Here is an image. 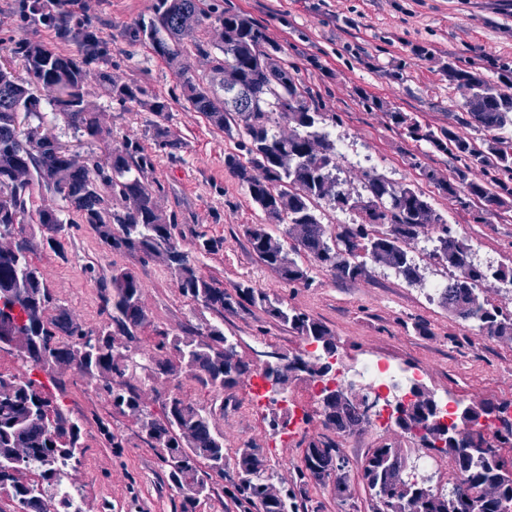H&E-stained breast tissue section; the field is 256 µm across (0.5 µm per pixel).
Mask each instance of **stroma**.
<instances>
[{
    "label": "stroma",
    "mask_w": 512,
    "mask_h": 512,
    "mask_svg": "<svg viewBox=\"0 0 512 512\" xmlns=\"http://www.w3.org/2000/svg\"><path fill=\"white\" fill-rule=\"evenodd\" d=\"M217 10L241 13L264 27L276 46V59L287 63L307 86L324 114L325 131L336 132L347 149L337 161L336 174L345 189L364 190L366 174H377L393 184H415L429 196L458 236L472 248L474 264L512 266V211H493L485 223H474L453 198L439 193L420 174L427 167L448 174L456 160L401 137L391 129L388 112L399 111L432 128L452 127L460 135L475 136L463 107V95L446 75L448 64L496 75L512 70V0H211ZM154 0H98L96 10L81 25L101 34L96 57L87 61L84 90L100 110L102 125L112 131V147L125 138L154 145L156 115L136 102L120 103L106 95L98 79L102 68L134 81L168 105L165 128L182 142L175 156L157 152L147 178L160 185L159 206L175 215L181 247L194 250L199 234L223 239L218 252L205 256L198 272L224 286L248 280L256 288L278 294L288 305L309 313L335 334L338 352L347 366L365 358L420 371V381L434 398L462 404L512 401V341L485 336L477 324L458 319L430 297L426 285L446 276L431 257L433 234L420 235L407 249L418 266L417 281H407L395 270L369 265L367 277L342 281L311 265L313 284L294 288L281 282L251 254L242 227L263 223L245 188L225 167L226 155L237 141L193 111L181 94L177 76L184 67L197 78L210 77L209 64L195 49H187L180 67H173L135 40L134 28L150 15ZM19 0H0V62L17 76H25L17 45L44 39L79 56L76 39L62 40L39 23H24ZM44 102L43 127L67 145L73 158L85 161L101 155L99 144L88 142L62 117L53 114L52 94L35 87ZM35 263L45 282L69 313L86 328L105 318L98 283L110 264L130 269L143 288L142 301L153 328L175 334L194 317L193 305L183 298L176 279L163 265L137 253L103 248L88 225L58 234L55 243L35 239ZM424 324L426 333L416 331ZM224 332L239 337L240 354L271 346L283 353L299 350L302 339L288 327L268 319L260 310L243 305L224 314ZM62 399L73 419L84 422L88 447L81 467L67 480L71 491L83 495L88 512H177L180 499L169 490L152 449L133 438L130 416L113 412L95 382L62 376ZM255 378L244 379L222 396L202 389L185 377L158 376L141 382L145 405L160 412L161 400L178 390L203 406L223 400L217 425L224 433L227 452L251 447L263 455L283 481L295 478L302 465L301 435L272 428L273 412L257 395ZM108 420L113 429L130 435L123 448L108 447L91 415ZM336 440L351 466H358L379 443L412 452L416 439L385 427H369Z\"/></svg>",
    "instance_id": "stroma-1"
}]
</instances>
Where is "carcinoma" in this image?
<instances>
[{
	"mask_svg": "<svg viewBox=\"0 0 512 512\" xmlns=\"http://www.w3.org/2000/svg\"><path fill=\"white\" fill-rule=\"evenodd\" d=\"M219 25L220 44L210 51L200 32ZM134 37L149 41L155 53L178 63L185 45L192 44L210 59L211 79L203 84L187 69L177 71L183 96L193 111L238 138L242 154H229L224 165L245 187L252 203L265 217L263 224H245L243 233L257 261L274 271L282 282L311 285L309 267L296 256L304 254L343 280L368 274L367 264L394 269L406 280L418 277V267L405 243L431 229L436 233L433 257L451 271L440 304L448 313L478 324L490 337L512 340V312L479 297L489 279L512 283V266L483 268L471 260L467 240L457 236L422 192L411 184L395 185L380 175H365L367 195L352 194L336 178V153L321 128L323 113L313 104L310 90L274 60L265 29L230 11H215L208 0H155L152 16L136 25ZM29 80L14 76L0 65V239H20L0 246V336L23 322L28 354L23 363L43 373L16 376L0 372V485L17 512H86L84 498L64 484L69 470L81 464L87 446L83 424L75 421L60 400V375L72 369L96 381L112 409L135 418L137 438L152 448L171 489L180 497L181 512H196L209 500L224 473L201 468L226 459L224 434L216 426L215 410L199 407L181 393L161 403L160 415L149 412L136 382L153 374L184 372L205 387L231 389L252 372L251 364L225 350L232 339L224 334V312L244 303L290 328L303 340L322 346L333 332L321 321L285 303L274 293L238 282L227 289L197 273V257L182 249L174 219L160 208L156 190L145 180L154 158L139 140L128 138L113 149L105 162L79 164L55 136L38 125L23 132L19 115L39 114L34 84H51L57 96L52 111L82 134L97 140L110 138L96 108L85 98L84 61L57 50L47 42L17 46ZM252 100L243 112L224 97V74ZM448 82L464 90V108L477 130L490 134L481 143L460 136L451 128L434 130L403 112H390L394 129L414 142L463 162L449 177L433 171L426 177L444 194L472 212L474 220L492 209L512 208V137L503 134L512 125V77L501 73L493 80L480 73L448 65ZM99 81L115 100L140 102L149 92L108 72ZM292 125L283 136L280 122ZM156 145L174 155L181 142L157 127ZM477 170L479 180L468 177ZM60 198L65 207L36 205L33 186ZM358 213L360 222L347 224L336 234L323 223L322 206ZM35 218L41 232L62 233L73 224H87L105 249L140 253L154 259L168 254L165 269L173 275L182 297L215 314L216 320L190 325L182 334L158 331L149 348L140 333L148 324L142 288L129 269L112 265L102 280L101 301L107 318L99 327L85 329L54 298L40 268L33 262L34 236L24 235L25 217ZM282 224L283 235L269 226ZM130 344L114 346L116 337ZM508 404L481 402L457 410L452 427L479 419L496 424L493 439L512 448V427L499 425ZM434 415L420 404L402 421L404 433L425 432ZM356 423L349 413L327 410L323 426L343 433ZM486 436L471 431L462 440L448 439L440 454L448 458L461 481L435 488L408 471L401 448L387 444L367 453L358 469V484L369 512H503L498 501L481 496L488 482L501 487V498L512 503V457L482 453ZM307 451L297 480L282 488L270 502L264 487L274 480V469L252 448H240L233 459L235 477L228 493L239 505L264 512H300L310 479L335 490L350 482L348 459L338 444L322 433L303 439Z\"/></svg>",
	"mask_w": 512,
	"mask_h": 512,
	"instance_id": "carcinoma-1",
	"label": "carcinoma"
}]
</instances>
